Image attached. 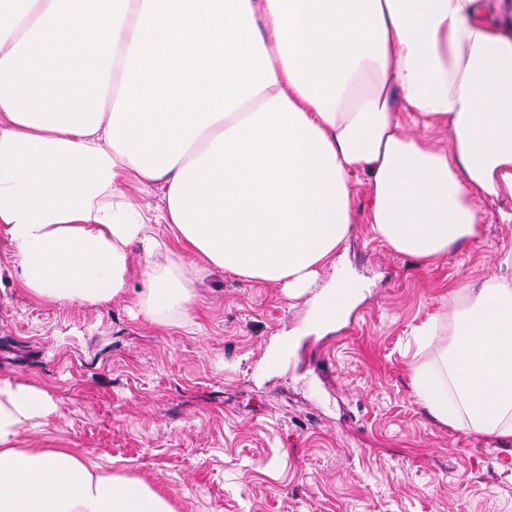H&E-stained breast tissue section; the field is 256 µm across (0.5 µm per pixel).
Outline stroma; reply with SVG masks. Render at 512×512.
I'll list each match as a JSON object with an SVG mask.
<instances>
[{
	"label": "stroma",
	"instance_id": "1",
	"mask_svg": "<svg viewBox=\"0 0 512 512\" xmlns=\"http://www.w3.org/2000/svg\"><path fill=\"white\" fill-rule=\"evenodd\" d=\"M359 219L340 267L366 285L336 330L311 329L305 299L215 268L195 282L198 325L146 322V283L116 301L44 304L16 286L0 238V379L56 410L21 448H70L163 491L177 512H512V440L432 420L416 402L415 334L448 318L456 287L501 273L512 199H482L481 237L431 262L400 254ZM295 340L268 370L272 336Z\"/></svg>",
	"mask_w": 512,
	"mask_h": 512
}]
</instances>
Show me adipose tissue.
Instances as JSON below:
<instances>
[{
    "mask_svg": "<svg viewBox=\"0 0 512 512\" xmlns=\"http://www.w3.org/2000/svg\"><path fill=\"white\" fill-rule=\"evenodd\" d=\"M483 0H0V235L17 286L55 304L122 298L131 249L153 324L193 325L195 270L309 295L319 329L361 298L312 292L357 217L429 261L512 198V33ZM157 187L173 242L132 189ZM419 334L411 387L435 421L512 438V278L461 285ZM56 409L0 379V512H175L66 448H18Z\"/></svg>",
    "mask_w": 512,
    "mask_h": 512,
    "instance_id": "adipose-tissue-1",
    "label": "adipose tissue"
}]
</instances>
